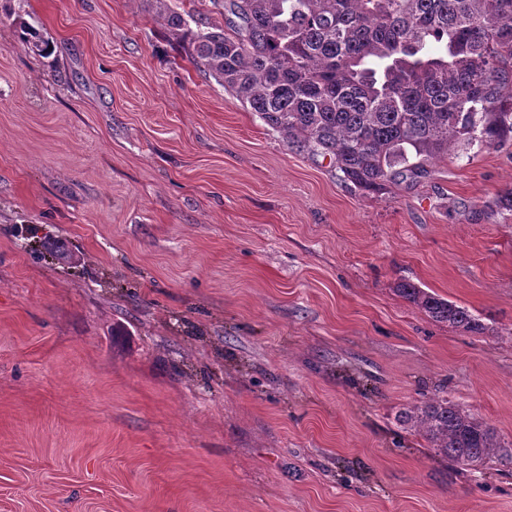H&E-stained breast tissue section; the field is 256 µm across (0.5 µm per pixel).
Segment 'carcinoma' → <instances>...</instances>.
I'll return each mask as SVG.
<instances>
[{
    "label": "carcinoma",
    "mask_w": 512,
    "mask_h": 512,
    "mask_svg": "<svg viewBox=\"0 0 512 512\" xmlns=\"http://www.w3.org/2000/svg\"><path fill=\"white\" fill-rule=\"evenodd\" d=\"M225 26L166 25L191 59L279 133L333 160L340 178L380 193L417 181L448 151L512 142V0H211ZM512 210V191L474 212ZM398 294L432 321L484 330L470 311L409 281ZM429 447L458 464L494 450L488 423L434 398L406 414Z\"/></svg>",
    "instance_id": "1"
}]
</instances>
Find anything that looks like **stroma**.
<instances>
[{
    "label": "stroma",
    "mask_w": 512,
    "mask_h": 512,
    "mask_svg": "<svg viewBox=\"0 0 512 512\" xmlns=\"http://www.w3.org/2000/svg\"><path fill=\"white\" fill-rule=\"evenodd\" d=\"M0 0V512H512L430 451L446 397L512 448V146L379 194L193 63L162 12ZM466 307V333L399 296ZM396 291L434 322L448 324L452 328L466 332L481 333L484 330L479 319L465 307L458 306L436 293L419 288L409 281L398 283Z\"/></svg>",
    "instance_id": "obj_1"
}]
</instances>
